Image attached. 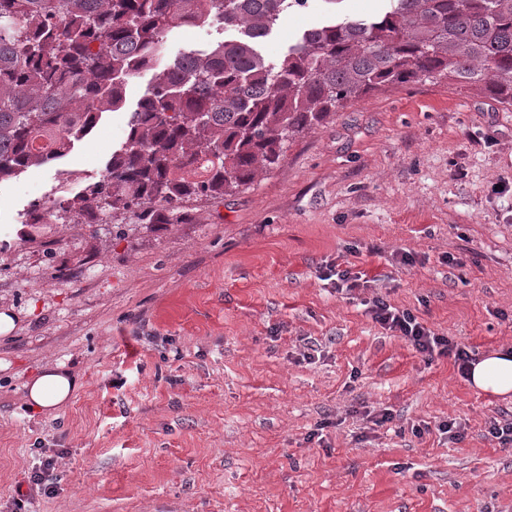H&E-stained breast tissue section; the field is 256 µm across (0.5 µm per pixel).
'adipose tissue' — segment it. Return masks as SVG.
<instances>
[{
  "label": "adipose tissue",
  "mask_w": 512,
  "mask_h": 512,
  "mask_svg": "<svg viewBox=\"0 0 512 512\" xmlns=\"http://www.w3.org/2000/svg\"><path fill=\"white\" fill-rule=\"evenodd\" d=\"M467 382L475 389L498 396L512 393V347L504 346L477 357L470 365ZM79 388L75 375L64 365L44 366L25 385L27 406L41 414L55 415Z\"/></svg>",
  "instance_id": "1"
}]
</instances>
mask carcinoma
Listing matches in <instances>:
<instances>
[{
  "label": "carcinoma",
  "mask_w": 512,
  "mask_h": 512,
  "mask_svg": "<svg viewBox=\"0 0 512 512\" xmlns=\"http://www.w3.org/2000/svg\"><path fill=\"white\" fill-rule=\"evenodd\" d=\"M307 0H0V181L63 158L126 78L154 72L101 179L29 210L77 223L106 205L137 224H183L190 197L252 185L288 142L389 85L423 79L512 107V0H386L375 17L335 15L278 59L260 44ZM182 26L236 32L160 65ZM101 42L98 48L92 43Z\"/></svg>",
  "instance_id": "carcinoma-1"
}]
</instances>
